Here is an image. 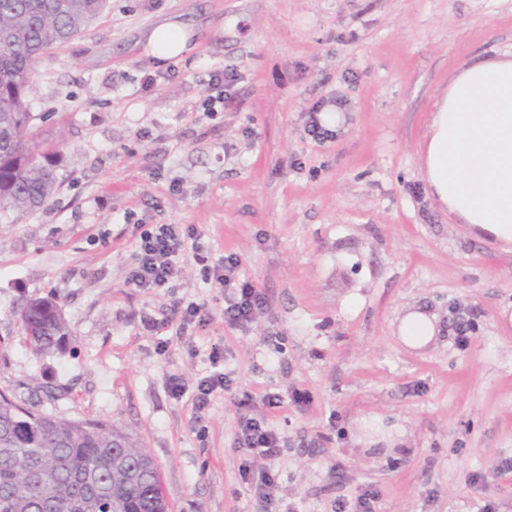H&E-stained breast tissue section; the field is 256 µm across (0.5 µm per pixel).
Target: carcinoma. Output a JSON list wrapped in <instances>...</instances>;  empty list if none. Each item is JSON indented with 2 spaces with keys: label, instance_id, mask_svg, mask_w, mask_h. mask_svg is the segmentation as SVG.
<instances>
[{
  "label": "carcinoma",
  "instance_id": "cac0c4a2",
  "mask_svg": "<svg viewBox=\"0 0 512 512\" xmlns=\"http://www.w3.org/2000/svg\"><path fill=\"white\" fill-rule=\"evenodd\" d=\"M66 3L53 14L49 0H0V219L39 209L56 187L54 154L29 139V86L50 50L78 36L107 0ZM46 303L24 305L25 340L40 354L63 350L70 335ZM0 512H168V503L158 466L136 438L0 393Z\"/></svg>",
  "mask_w": 512,
  "mask_h": 512
}]
</instances>
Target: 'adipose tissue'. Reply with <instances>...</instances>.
Listing matches in <instances>:
<instances>
[{
	"instance_id": "1",
	"label": "adipose tissue",
	"mask_w": 512,
	"mask_h": 512,
	"mask_svg": "<svg viewBox=\"0 0 512 512\" xmlns=\"http://www.w3.org/2000/svg\"><path fill=\"white\" fill-rule=\"evenodd\" d=\"M421 170L431 195L459 223L512 245V52L456 71L431 116ZM439 324L414 306L398 332L406 345L423 347Z\"/></svg>"
}]
</instances>
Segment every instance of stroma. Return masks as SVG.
Instances as JSON below:
<instances>
[{
	"label": "stroma",
	"mask_w": 512,
	"mask_h": 512,
	"mask_svg": "<svg viewBox=\"0 0 512 512\" xmlns=\"http://www.w3.org/2000/svg\"><path fill=\"white\" fill-rule=\"evenodd\" d=\"M168 22L189 49L164 60L146 43ZM510 47L512 0H108L28 93L57 187L0 220V392L135 434L169 512H336L366 490L373 512H512V472L495 470L512 458V251L440 207L420 169L452 75ZM221 70L236 78L210 114ZM336 98L344 120L316 142L307 113ZM144 224L202 249L168 287L127 285ZM227 256L265 297L243 327L224 323ZM39 297L62 309L65 353L23 338L19 309ZM191 302L209 322L181 326ZM412 303L443 323L422 349L397 334ZM218 373L231 391L196 411ZM269 391L271 459L237 444L239 400ZM245 462L275 475L272 503ZM231 380L228 379L226 374L217 377L201 380L196 389V394L193 398V405L197 411L204 410L210 403L211 394L220 388L225 392L231 390Z\"/></svg>",
	"instance_id": "stroma-1"
}]
</instances>
